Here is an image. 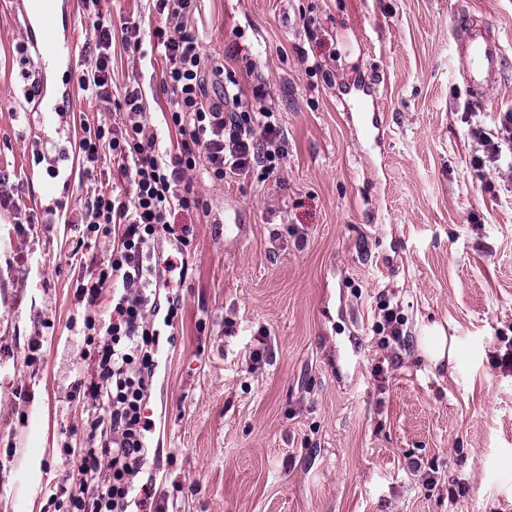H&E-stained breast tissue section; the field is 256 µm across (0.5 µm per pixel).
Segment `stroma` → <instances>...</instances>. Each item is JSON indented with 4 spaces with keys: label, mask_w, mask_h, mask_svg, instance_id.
Returning <instances> with one entry per match:
<instances>
[{
    "label": "stroma",
    "mask_w": 512,
    "mask_h": 512,
    "mask_svg": "<svg viewBox=\"0 0 512 512\" xmlns=\"http://www.w3.org/2000/svg\"><path fill=\"white\" fill-rule=\"evenodd\" d=\"M72 67L43 88L19 0H0V512H44L71 483L65 441L89 407L72 327L78 276L107 245L62 223L111 188L87 179L73 119L100 116L77 80L94 39L81 0H58ZM134 19L140 49L112 39V88L138 80L164 148V59L155 0H101ZM475 21L502 72L471 102L452 45ZM250 109L288 134L278 176L204 170L207 212L176 213L156 252L186 237L174 327L161 329L149 453L134 481L156 512H512V167L476 170L471 133L512 111V0H199L188 22ZM264 99H255L254 86ZM404 346L384 345L382 306ZM454 339L444 373L420 356L432 326Z\"/></svg>",
    "instance_id": "stroma-1"
}]
</instances>
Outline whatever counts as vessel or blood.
<instances>
[{"label":"vessel or blood","mask_w":512,"mask_h":512,"mask_svg":"<svg viewBox=\"0 0 512 512\" xmlns=\"http://www.w3.org/2000/svg\"><path fill=\"white\" fill-rule=\"evenodd\" d=\"M40 35L32 44L38 66L60 58H72L71 39L59 37L52 12L39 17ZM502 46L496 35L478 23L466 25L464 35L457 40L455 63L457 74L472 96H483L496 85L501 71Z\"/></svg>","instance_id":"vessel-or-blood-1"}]
</instances>
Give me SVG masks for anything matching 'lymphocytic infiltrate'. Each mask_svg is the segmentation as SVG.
Segmentation results:
<instances>
[{"label":"lymphocytic infiltrate","instance_id":"lymphocytic-infiltrate-1","mask_svg":"<svg viewBox=\"0 0 512 512\" xmlns=\"http://www.w3.org/2000/svg\"><path fill=\"white\" fill-rule=\"evenodd\" d=\"M196 2L158 0L162 24L153 32L166 60L167 123L181 137L173 151L161 149L157 132L145 123L139 83L124 85L120 100H113L112 19L99 12L92 17V63L79 88L103 105H116L124 119L118 125L82 121L78 152L89 164L109 155L119 175L130 178L133 193L96 192L81 216L88 237L111 235L117 242L97 273L76 289L78 301L90 309L77 333L84 338L82 355L92 365L76 389L96 410L87 418L84 442L64 448L78 476L71 485L50 489L47 504L54 512H128L130 503L143 506L151 500L152 486L135 485L133 476L148 454L146 434L152 427L145 408L160 340L154 318L171 323L179 303L172 297L163 308L151 300L150 289L172 285L156 272L154 243L170 232L172 210L206 207L189 172L201 167L217 181L230 173L257 171L267 177L287 156L288 139L269 109L247 110L237 92L209 95V85L223 83L224 68L204 56L188 27ZM473 135L483 148L473 158L475 168L512 155V112L500 113L496 131L477 128Z\"/></svg>","mask_w":512,"mask_h":512}]
</instances>
